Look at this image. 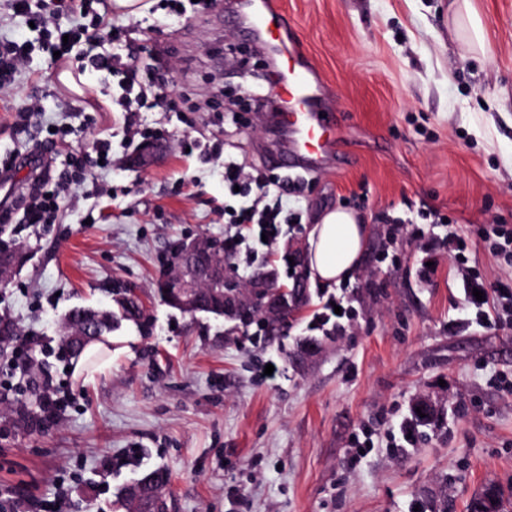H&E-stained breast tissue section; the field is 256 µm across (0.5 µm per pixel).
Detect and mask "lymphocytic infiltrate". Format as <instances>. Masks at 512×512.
<instances>
[{
	"mask_svg": "<svg viewBox=\"0 0 512 512\" xmlns=\"http://www.w3.org/2000/svg\"><path fill=\"white\" fill-rule=\"evenodd\" d=\"M10 8L17 16L34 23L37 30L52 32L54 36L50 51L60 52L62 59L77 57L91 67L115 74L124 72L126 80L117 99L122 111L150 112L161 109L172 112L176 103L168 101L162 89L165 79L148 61L135 66L124 60L121 53L106 52L104 44L118 43V29L112 28L105 15H97L92 26L80 30L65 31L58 18L60 15L88 13L91 0H9ZM53 182V189H46V182ZM73 185L70 174L49 178L47 172L32 175L25 198L26 214L30 223L44 224L56 217L62 203L69 197ZM224 187L253 189L254 195L235 206L228 216L231 224L237 225L235 238L226 240L229 250L238 247L249 249L251 254L267 250L269 241L278 235L281 211L277 202L285 188L284 181L268 178L257 169L228 159L224 162ZM425 239V253L447 251L454 261V268L463 283L465 312L458 318V325L466 328L492 329L512 321V283L491 284L474 272L471 261L479 253L490 252L504 260L512 268V225L489 224L474 230H463L447 225L444 234H425L421 228L406 229L405 225L393 224L388 228L390 241L401 240L404 234ZM482 291L483 300H476L475 291ZM355 316L351 297L334 296L332 302L324 303L313 314L311 322L322 333L346 335ZM38 391L41 403L39 424L55 423L71 402L69 393L61 391L50 374L43 373L30 378Z\"/></svg>",
	"mask_w": 512,
	"mask_h": 512,
	"instance_id": "obj_1",
	"label": "lymphocytic infiltrate"
}]
</instances>
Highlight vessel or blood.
Wrapping results in <instances>:
<instances>
[{
  "label": "vessel or blood",
  "mask_w": 512,
  "mask_h": 512,
  "mask_svg": "<svg viewBox=\"0 0 512 512\" xmlns=\"http://www.w3.org/2000/svg\"><path fill=\"white\" fill-rule=\"evenodd\" d=\"M227 17L273 57L271 85L278 104L266 118L279 132L281 143L267 152V162L288 172L337 161L332 91L301 51L287 15L274 0H238L237 9Z\"/></svg>",
  "instance_id": "vessel-or-blood-1"
}]
</instances>
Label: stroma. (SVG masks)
<instances>
[{"label": "stroma", "mask_w": 512, "mask_h": 512, "mask_svg": "<svg viewBox=\"0 0 512 512\" xmlns=\"http://www.w3.org/2000/svg\"><path fill=\"white\" fill-rule=\"evenodd\" d=\"M307 56L332 89L339 146L347 166H329L289 183L282 197L290 221L251 270H275L292 286L285 259L305 252L315 215L338 206L360 212L369 232L353 281L360 302L347 335L310 330L330 289L305 280L307 300L288 328L253 341L224 316L190 315L154 295L171 246L199 235L225 236L224 156L263 167L276 133L250 114L207 108L142 112L144 126L169 134L145 164L124 162V115L90 101L62 110L45 53H34L10 94L0 95V161L22 182L38 162L68 168L71 152L111 137L112 163L96 168L52 224H29L0 208V240L19 246L23 262L0 285V316L17 334L46 340L35 354L74 395L62 420L38 430L17 410L38 415L37 393L0 400V491L28 498L44 512L54 479L74 488L66 512H127L121 492L163 469L171 512H468L487 488L512 495V326L452 329L463 292L447 252L433 281L416 261L423 244L388 245L400 217L426 227L420 211L464 227L512 225V0H470L483 28L472 50L454 32L455 0H279ZM153 0L151 31L126 50L154 44L167 94L189 65L203 96L218 90L226 48L254 65L252 44L224 22L210 0ZM39 99L28 139L13 129L14 107ZM66 130L48 144L44 129ZM210 143V159L187 156L179 142ZM111 195H96L98 187ZM373 288H366V279ZM137 288L150 316L123 322L112 350L96 363L61 358V324L77 307L112 310L117 284ZM272 375H264L266 365ZM463 399L465 412L451 406ZM434 408L415 448L392 457L393 423L419 402ZM375 432L373 450L348 468L350 437ZM131 455L106 494L91 483L104 459Z\"/></svg>", "instance_id": "stroma-1"}]
</instances>
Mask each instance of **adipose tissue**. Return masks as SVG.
Returning <instances> with one entry per match:
<instances>
[{
  "mask_svg": "<svg viewBox=\"0 0 512 512\" xmlns=\"http://www.w3.org/2000/svg\"><path fill=\"white\" fill-rule=\"evenodd\" d=\"M367 228L351 209L320 213L308 231L307 267L312 279L332 286L350 279L365 248Z\"/></svg>",
  "mask_w": 512,
  "mask_h": 512,
  "instance_id": "ef3b65f1",
  "label": "adipose tissue"
}]
</instances>
